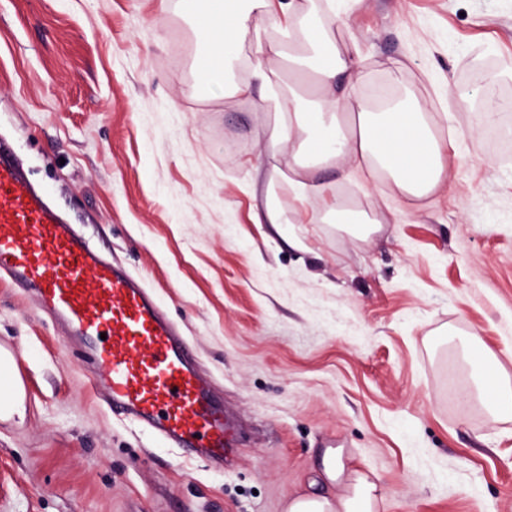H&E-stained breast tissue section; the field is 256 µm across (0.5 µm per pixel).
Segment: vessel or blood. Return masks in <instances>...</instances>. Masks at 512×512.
Segmentation results:
<instances>
[{
    "instance_id": "vessel-or-blood-1",
    "label": "vessel or blood",
    "mask_w": 512,
    "mask_h": 512,
    "mask_svg": "<svg viewBox=\"0 0 512 512\" xmlns=\"http://www.w3.org/2000/svg\"><path fill=\"white\" fill-rule=\"evenodd\" d=\"M78 339L113 413L220 466L235 430L151 291L63 223L0 143V274Z\"/></svg>"
}]
</instances>
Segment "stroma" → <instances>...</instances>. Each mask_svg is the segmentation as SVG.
I'll use <instances>...</instances> for the list:
<instances>
[{"instance_id": "obj_1", "label": "stroma", "mask_w": 512, "mask_h": 512, "mask_svg": "<svg viewBox=\"0 0 512 512\" xmlns=\"http://www.w3.org/2000/svg\"><path fill=\"white\" fill-rule=\"evenodd\" d=\"M187 0H0V138L91 245L141 276L241 428L223 468L112 414L27 291L0 280L24 419L0 420V512H285L329 442L380 512H512V419L462 392L468 332L512 376V155L475 102L512 93V0H336L364 88L447 111L421 200L322 169L297 199L276 105L203 81ZM366 213L360 230L331 201ZM279 207V224L256 212Z\"/></svg>"}]
</instances>
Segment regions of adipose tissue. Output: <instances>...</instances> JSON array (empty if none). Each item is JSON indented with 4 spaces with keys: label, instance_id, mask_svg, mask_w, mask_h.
<instances>
[{
    "label": "adipose tissue",
    "instance_id": "1",
    "mask_svg": "<svg viewBox=\"0 0 512 512\" xmlns=\"http://www.w3.org/2000/svg\"><path fill=\"white\" fill-rule=\"evenodd\" d=\"M193 15V32L219 72H226L237 59L256 17L274 33L266 43V56L287 57L298 76L313 77L317 99L289 92L282 107L288 119L276 126L274 141L296 144L298 153L315 160L346 163L359 171L381 169L411 199L426 198L446 182L456 158L448 153L432 112L415 98L382 112L359 110L362 77L354 63L337 51L325 23L304 0H207ZM463 351L475 378L470 397L492 415L511 418L512 377L480 348L477 337H469ZM24 413L14 358L1 350L0 418ZM320 475L325 484L337 487V495L310 492L288 502L286 512H377L376 479L348 470L344 449L325 450Z\"/></svg>",
    "mask_w": 512,
    "mask_h": 512
}]
</instances>
